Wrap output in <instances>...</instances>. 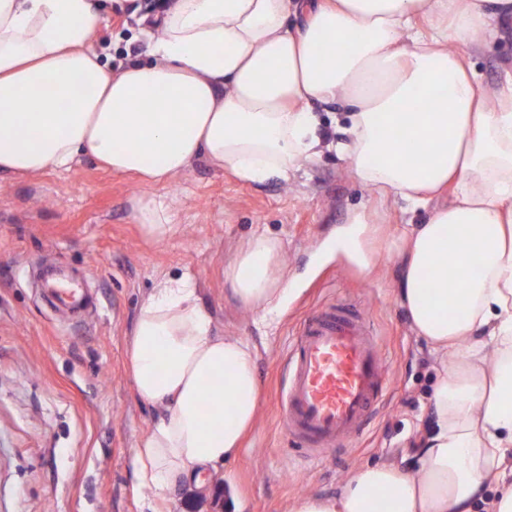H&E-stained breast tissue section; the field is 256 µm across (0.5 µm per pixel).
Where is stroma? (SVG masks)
<instances>
[{
    "mask_svg": "<svg viewBox=\"0 0 512 512\" xmlns=\"http://www.w3.org/2000/svg\"><path fill=\"white\" fill-rule=\"evenodd\" d=\"M168 4L101 0L105 21L91 43L102 63L115 71L147 62L140 31ZM464 53L487 89L499 87L512 74V20L493 45ZM160 195L179 228L157 242L133 221L132 200ZM358 212L368 218L358 251L381 258L371 267L336 248L337 230ZM425 218L362 186L348 160L331 152L286 182L246 183L198 160L148 186L87 155L63 173H0V512H144L150 492L136 489L131 461L156 410L134 391L127 343L144 299L167 276L194 280L218 333L259 346L260 406L238 456L205 473L209 496L182 487L158 502L159 512H225L230 485L241 512H287L300 495L335 493L360 464L410 467L431 425L440 363L412 333L398 303L399 269L383 255L399 225ZM257 233L283 240L297 286L270 324L243 310L224 281L226 263ZM51 265L87 279L88 312L53 310L39 276ZM339 299L369 314L383 341L387 388L346 451L313 461L283 426L285 360L303 320Z\"/></svg>",
    "mask_w": 512,
    "mask_h": 512,
    "instance_id": "1",
    "label": "stroma"
}]
</instances>
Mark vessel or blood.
<instances>
[{"instance_id":"obj_1","label":"vessel or blood","mask_w":512,"mask_h":512,"mask_svg":"<svg viewBox=\"0 0 512 512\" xmlns=\"http://www.w3.org/2000/svg\"><path fill=\"white\" fill-rule=\"evenodd\" d=\"M287 371L286 431L315 460L364 432L386 387L380 339L369 317L344 300L308 316Z\"/></svg>"}]
</instances>
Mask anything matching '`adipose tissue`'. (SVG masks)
<instances>
[{
  "label": "adipose tissue",
  "instance_id": "1",
  "mask_svg": "<svg viewBox=\"0 0 512 512\" xmlns=\"http://www.w3.org/2000/svg\"><path fill=\"white\" fill-rule=\"evenodd\" d=\"M510 16L512 0H174L152 22L151 63L111 72L90 46L97 0H0L2 172H64L87 154L156 185L202 156L243 181L286 180L322 155L312 102H335L350 139L334 149L355 178L427 211L399 229L398 300L444 358L435 427L413 468L358 466L288 512H512V77L488 90L460 52ZM132 216L157 241L177 230L162 196ZM224 277L263 319L291 292L267 234ZM128 356L159 410L134 451L139 486L158 499L202 487L256 423V346L217 333L177 277L142 303Z\"/></svg>",
  "mask_w": 512,
  "mask_h": 512
}]
</instances>
